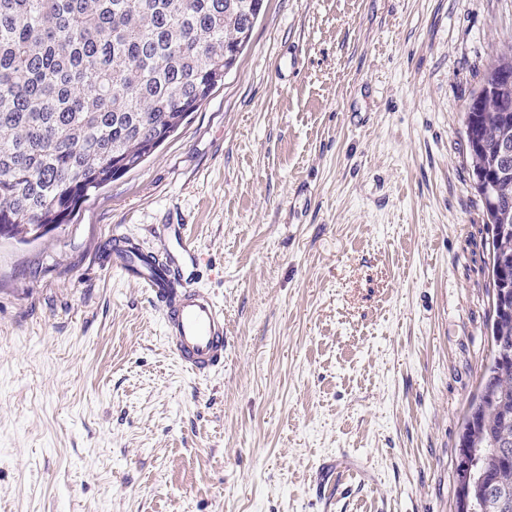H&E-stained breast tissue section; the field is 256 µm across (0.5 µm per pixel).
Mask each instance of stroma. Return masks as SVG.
<instances>
[{"mask_svg": "<svg viewBox=\"0 0 512 512\" xmlns=\"http://www.w3.org/2000/svg\"><path fill=\"white\" fill-rule=\"evenodd\" d=\"M511 45L512 0H265L144 164L1 239L0 512H455L490 349L464 119ZM115 229L190 241L222 368L170 355Z\"/></svg>", "mask_w": 512, "mask_h": 512, "instance_id": "35a3bbf8", "label": "stroma"}]
</instances>
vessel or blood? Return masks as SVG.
<instances>
[{
    "mask_svg": "<svg viewBox=\"0 0 512 512\" xmlns=\"http://www.w3.org/2000/svg\"><path fill=\"white\" fill-rule=\"evenodd\" d=\"M108 257L114 270L145 289L162 317L167 349L188 372L204 377L223 366L224 310L194 285L182 261L150 254L123 233L113 234Z\"/></svg>",
    "mask_w": 512,
    "mask_h": 512,
    "instance_id": "vessel-or-blood-1",
    "label": "vessel or blood"
}]
</instances>
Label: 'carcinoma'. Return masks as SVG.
Instances as JSON below:
<instances>
[{
  "label": "carcinoma",
  "instance_id": "cac0c4a2",
  "mask_svg": "<svg viewBox=\"0 0 512 512\" xmlns=\"http://www.w3.org/2000/svg\"><path fill=\"white\" fill-rule=\"evenodd\" d=\"M264 0H0V238L28 242L66 224L116 179L112 156L139 167L143 144L174 133L224 81L232 43ZM485 223L491 355L460 445L485 448L492 494L482 512H512V112L486 100L466 112Z\"/></svg>",
  "mask_w": 512,
  "mask_h": 512
}]
</instances>
